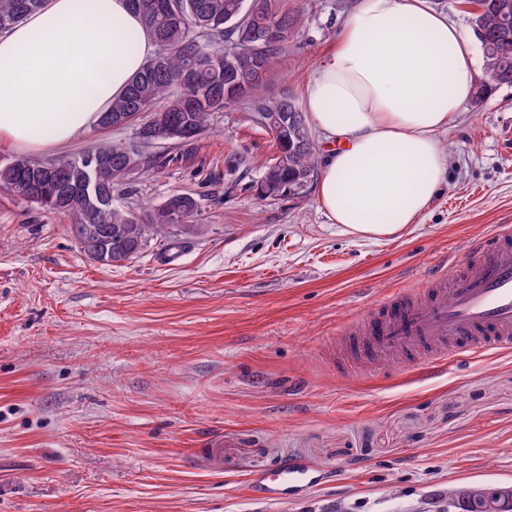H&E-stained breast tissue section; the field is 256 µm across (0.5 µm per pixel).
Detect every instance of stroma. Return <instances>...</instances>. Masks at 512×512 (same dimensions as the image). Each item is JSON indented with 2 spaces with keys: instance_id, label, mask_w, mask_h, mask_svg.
Instances as JSON below:
<instances>
[{
  "instance_id": "stroma-1",
  "label": "stroma",
  "mask_w": 512,
  "mask_h": 512,
  "mask_svg": "<svg viewBox=\"0 0 512 512\" xmlns=\"http://www.w3.org/2000/svg\"><path fill=\"white\" fill-rule=\"evenodd\" d=\"M295 26L261 93L304 87L355 0H282ZM106 139L161 167L113 204L199 202L195 234L112 265L67 217L0 191V512H448V492L512 485V354L349 367L331 347L381 298L428 282L512 225V87H491L439 133L446 183L401 236L363 240L314 192L258 199L277 146L246 108L216 113L191 155ZM301 459L321 483L265 504L253 472Z\"/></svg>"
}]
</instances>
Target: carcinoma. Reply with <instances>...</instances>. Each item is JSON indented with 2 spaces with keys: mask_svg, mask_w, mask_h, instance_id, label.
<instances>
[{
  "mask_svg": "<svg viewBox=\"0 0 512 512\" xmlns=\"http://www.w3.org/2000/svg\"><path fill=\"white\" fill-rule=\"evenodd\" d=\"M43 0H0V32H5L37 11ZM157 50L161 63L150 58L129 82L120 97L101 115L99 126L110 129L143 114L149 121L140 127L143 143L166 140L175 127L182 135L175 142L189 146L207 131L212 116L243 102L224 80V44L241 43L246 31L262 43L266 62L284 48L287 39L266 40L268 28L294 23V16L279 0H129ZM473 33L480 44L485 67L493 71L494 85L512 86V0H477L472 13ZM235 79L249 84L252 112H274L278 151L265 166L262 177L272 183L262 200L304 195L317 175L316 150L305 116L294 99L283 94L266 99L260 81L251 79L244 63ZM179 93L169 95L171 88ZM157 160L132 147L103 140L80 155H64L44 166L17 156L0 160V189L45 211L69 218V232L92 260L105 264L130 260L151 242L161 243L194 228L187 219L198 212V202L188 194L170 196L154 208L149 219L112 204V192L140 169Z\"/></svg>",
  "mask_w": 512,
  "mask_h": 512,
  "instance_id": "1",
  "label": "carcinoma"
}]
</instances>
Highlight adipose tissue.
Here are the masks:
<instances>
[{"mask_svg":"<svg viewBox=\"0 0 512 512\" xmlns=\"http://www.w3.org/2000/svg\"><path fill=\"white\" fill-rule=\"evenodd\" d=\"M153 52L127 0H44L0 34V140L41 152L78 139ZM473 90L472 43L429 0H358L304 94L327 218L369 240L416 223L448 171L437 135Z\"/></svg>","mask_w":512,"mask_h":512,"instance_id":"ef3b65f1","label":"adipose tissue"}]
</instances>
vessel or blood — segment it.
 <instances>
[{"label":"vessel or blood","instance_id":"b4317fda","mask_svg":"<svg viewBox=\"0 0 512 512\" xmlns=\"http://www.w3.org/2000/svg\"><path fill=\"white\" fill-rule=\"evenodd\" d=\"M344 351L363 366L396 363L407 368L511 353L512 226H498L487 241L452 260L430 287L385 298L353 318ZM318 481L310 465L291 459L254 473L248 491L255 501L277 502Z\"/></svg>","mask_w":512,"mask_h":512}]
</instances>
